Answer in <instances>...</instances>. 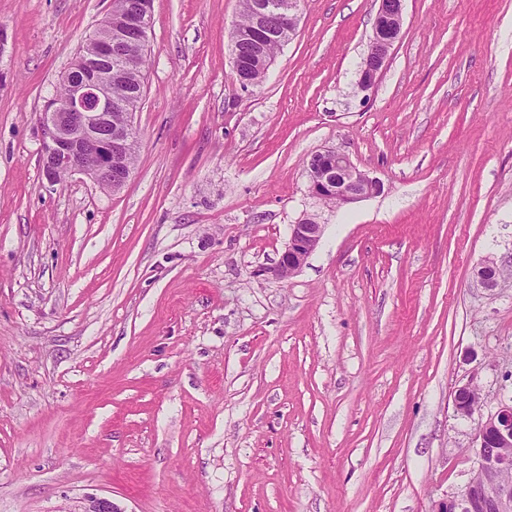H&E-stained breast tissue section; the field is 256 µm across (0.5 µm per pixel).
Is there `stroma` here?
Wrapping results in <instances>:
<instances>
[{"label": "stroma", "mask_w": 512, "mask_h": 512, "mask_svg": "<svg viewBox=\"0 0 512 512\" xmlns=\"http://www.w3.org/2000/svg\"><path fill=\"white\" fill-rule=\"evenodd\" d=\"M111 4L0 0V512H434L512 398V275L477 277L512 260V0H404L366 90L376 0H302L246 90L239 0H153L129 180L52 186L38 115ZM325 150L383 193L313 198ZM325 226L314 215H303L295 224H290L288 243L275 264L266 273L279 280L288 279L306 264L319 245Z\"/></svg>", "instance_id": "stroma-1"}]
</instances>
